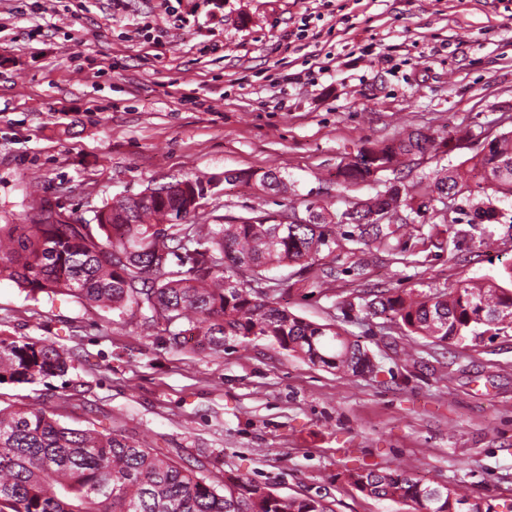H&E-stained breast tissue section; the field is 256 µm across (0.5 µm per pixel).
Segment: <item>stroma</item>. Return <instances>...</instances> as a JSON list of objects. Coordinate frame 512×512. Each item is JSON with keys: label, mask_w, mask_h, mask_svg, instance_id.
Returning a JSON list of instances; mask_svg holds the SVG:
<instances>
[{"label": "stroma", "mask_w": 512, "mask_h": 512, "mask_svg": "<svg viewBox=\"0 0 512 512\" xmlns=\"http://www.w3.org/2000/svg\"><path fill=\"white\" fill-rule=\"evenodd\" d=\"M411 129L452 130L462 146L405 159L384 179L415 183L512 130V0H224L220 11L211 0H0V224L29 223L45 203L89 221L187 175L207 181L212 224L314 198L340 211L377 192L337 186L342 158ZM270 168L295 194L224 182L228 170ZM494 204L497 220L477 222L466 197L437 201L388 245L342 238L324 266L269 270L263 286L282 306L341 326L375 375L263 341L220 356L174 350L163 334L2 275L0 336L46 339L75 359L65 377L0 386V404L47 400L69 427L101 420L189 461L214 451L278 493H329L336 512H414L347 484L344 470L362 464L512 499V332L446 349L352 304L361 289L500 280L512 198ZM445 206L456 222L439 249Z\"/></svg>", "instance_id": "35a3bbf8"}]
</instances>
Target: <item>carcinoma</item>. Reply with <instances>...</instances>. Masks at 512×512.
<instances>
[{"mask_svg": "<svg viewBox=\"0 0 512 512\" xmlns=\"http://www.w3.org/2000/svg\"><path fill=\"white\" fill-rule=\"evenodd\" d=\"M448 146L415 130L362 147L338 170V185L379 182L403 158ZM224 182H252L266 194L294 192L280 172L241 170ZM421 183L391 182L338 213L320 200L309 224L291 208L228 224H177L196 211L207 184L199 178L157 186L146 200L122 198L95 212V223L44 222L41 206L29 224H0V273L34 296L70 295L116 313L146 331H161L174 349L189 342L212 355L232 340L264 341L313 365L338 372L375 373L368 350L331 323L307 321L259 291L275 266L310 269L336 250V229L358 245L385 243L430 209L429 193L512 197V131L494 138L469 167L442 168ZM359 308L407 336L459 347L468 337L512 331V288L461 280L450 293L412 297L397 288L358 296ZM69 350L28 336H0V386L42 383L67 374ZM345 481L379 500L402 501L416 512H499L493 499L425 483L407 469L357 467ZM328 496H290L234 471L207 473L183 464L180 452L154 448L96 427L71 428L47 405L0 408V512H335Z\"/></svg>", "mask_w": 512, "mask_h": 512, "instance_id": "cac0c4a2", "label": "carcinoma"}]
</instances>
